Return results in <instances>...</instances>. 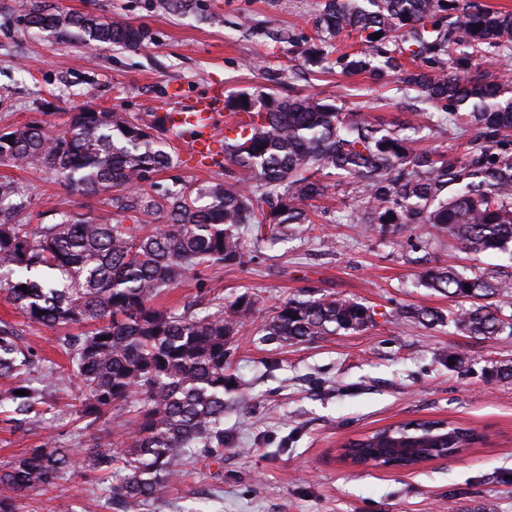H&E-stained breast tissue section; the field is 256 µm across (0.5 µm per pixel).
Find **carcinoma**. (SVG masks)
Here are the masks:
<instances>
[{
    "label": "carcinoma",
    "mask_w": 512,
    "mask_h": 512,
    "mask_svg": "<svg viewBox=\"0 0 512 512\" xmlns=\"http://www.w3.org/2000/svg\"><path fill=\"white\" fill-rule=\"evenodd\" d=\"M17 21L62 45L97 42L137 49L147 31L90 14L61 13L19 0ZM353 33L361 50L336 57L347 74L379 81L396 74L438 111L428 129L448 135L465 125L470 137L441 153L419 149L398 127L318 97L240 92L224 100L236 116L224 135V180L196 192L136 186L180 167L168 114L76 112L62 133L37 122L0 131V158L42 171L68 190L108 195L112 208L136 213L137 224H96L50 210L56 221L32 226L27 187L0 181V289L32 324L61 330L56 342L69 358L81 393L76 415L106 422L129 414L126 446L107 436L89 448H61L49 439L0 471V512L69 470L106 476L110 506L128 512L161 498L187 457L224 449V394L235 388L225 358L230 337L247 326L257 295L246 291L204 311L162 308L156 300L189 273L240 266L263 245L293 237L312 223L308 201L338 186L354 200L349 224L396 226L417 237L427 226L448 231L463 250L502 253L512 260V81L476 73V56L493 47L512 55V12L473 0H325L316 42L301 51L310 65L329 62L333 40ZM380 37L375 39L373 34ZM420 62L402 68L400 58ZM247 175L242 180L236 171ZM160 215L165 225L144 218ZM27 286V291L20 287ZM420 285L469 306L444 314L408 315L432 325L448 319L467 336L509 331L494 299L512 281L448 266L422 273ZM372 322L364 305L329 295L292 297L275 307L263 335L290 344ZM80 326L74 335L65 331ZM52 366L23 342V330L0 320V422L17 430L46 419ZM18 390L27 395L16 394ZM448 447L468 448L480 435L448 424ZM373 433L355 455L373 456Z\"/></svg>",
    "instance_id": "carcinoma-1"
}]
</instances>
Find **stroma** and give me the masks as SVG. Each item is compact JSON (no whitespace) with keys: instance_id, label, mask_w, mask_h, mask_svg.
<instances>
[{"instance_id":"1","label":"stroma","mask_w":512,"mask_h":512,"mask_svg":"<svg viewBox=\"0 0 512 512\" xmlns=\"http://www.w3.org/2000/svg\"><path fill=\"white\" fill-rule=\"evenodd\" d=\"M57 10L121 20L148 32L135 50L60 45L16 20L15 0H0V130L37 121L55 132L86 108L164 113L181 100L223 86L225 94L261 88L279 96H317L371 120L410 119L414 92L369 74L303 65L325 0H51ZM24 182L30 212L54 208L100 224L118 219L106 196L70 192L42 172L0 162V178ZM342 193L310 201L313 224L260 258L215 274L187 275L160 306L183 308L200 291L232 300L250 291L256 310L229 346L237 386L224 399V450L189 458L182 479L133 512H512V378L492 375L512 360V335L466 336L448 323L423 325L406 308L448 310L450 300L419 285L438 266L473 267L512 277V259L467 254L428 229L412 247L402 232L365 230L343 218ZM330 294L370 307L367 328L288 344L260 336L270 310L287 298ZM21 325L27 343L51 359L65 388L49 420L27 434L0 423V468L53 436L58 446L89 445L97 427L73 435L77 383L54 331L27 323L0 291V319ZM464 357L452 362V354ZM443 419L482 439L454 459L411 471L353 468L342 460L353 439L385 426ZM109 512L105 484L77 471L30 492L20 512Z\"/></svg>"}]
</instances>
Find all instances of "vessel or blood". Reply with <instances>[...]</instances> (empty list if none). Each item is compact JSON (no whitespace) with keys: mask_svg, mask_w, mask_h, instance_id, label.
Segmentation results:
<instances>
[{"mask_svg":"<svg viewBox=\"0 0 512 512\" xmlns=\"http://www.w3.org/2000/svg\"><path fill=\"white\" fill-rule=\"evenodd\" d=\"M170 117L173 125L183 127L185 158L199 167L220 160L218 132L224 119V89L216 86L192 100L178 102Z\"/></svg>","mask_w":512,"mask_h":512,"instance_id":"vessel-or-blood-1","label":"vessel or blood"}]
</instances>
